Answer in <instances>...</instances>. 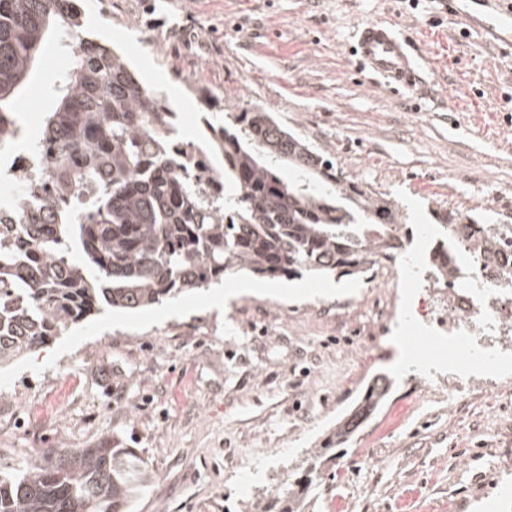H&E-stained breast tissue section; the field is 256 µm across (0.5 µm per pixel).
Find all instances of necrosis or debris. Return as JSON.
I'll return each mask as SVG.
<instances>
[{
  "instance_id": "1",
  "label": "necrosis or debris",
  "mask_w": 512,
  "mask_h": 512,
  "mask_svg": "<svg viewBox=\"0 0 512 512\" xmlns=\"http://www.w3.org/2000/svg\"><path fill=\"white\" fill-rule=\"evenodd\" d=\"M5 154L10 164L0 184L5 189L0 197L12 204L19 197L21 175L36 166L50 169L53 160L13 146L6 148ZM477 234L474 224L448 227L449 241L467 251L466 270H452L447 278L422 287L416 268L407 260L394 265L387 277L388 284L394 286L419 287L416 304L400 309L401 320L436 324L440 334L454 343L459 364L448 370V398L452 401L477 389L512 392V245L499 261L491 262L470 250Z\"/></svg>"
}]
</instances>
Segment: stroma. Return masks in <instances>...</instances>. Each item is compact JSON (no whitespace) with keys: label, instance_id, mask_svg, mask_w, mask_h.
<instances>
[{"label":"stroma","instance_id":"1","mask_svg":"<svg viewBox=\"0 0 512 512\" xmlns=\"http://www.w3.org/2000/svg\"><path fill=\"white\" fill-rule=\"evenodd\" d=\"M86 34L122 53L163 92L179 138L197 140L224 109L257 104L332 158L344 176L398 202L406 255L428 267L423 238L446 241L434 211L512 224V67L440 0H83ZM409 32L427 59L424 98L387 93L359 71L357 25ZM70 58L46 39L15 114L36 142ZM362 275L270 281L215 310L210 290L134 314L104 311L0 368V458L41 448L134 449L157 477L136 512H256L269 486L292 485L377 375L382 405L319 471L302 512H512V412L477 394L449 404L416 366L452 363L433 328L387 317L409 288ZM496 465L478 482L465 462Z\"/></svg>","mask_w":512,"mask_h":512}]
</instances>
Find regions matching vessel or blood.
Listing matches in <instances>:
<instances>
[{"instance_id":"1","label":"vessel or blood","mask_w":512,"mask_h":512,"mask_svg":"<svg viewBox=\"0 0 512 512\" xmlns=\"http://www.w3.org/2000/svg\"><path fill=\"white\" fill-rule=\"evenodd\" d=\"M449 19L483 31L497 55L512 58V0H447ZM353 54L359 65L398 94L423 85V66L413 40L393 25L369 20L358 25Z\"/></svg>"}]
</instances>
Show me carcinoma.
Wrapping results in <instances>:
<instances>
[{
  "mask_svg": "<svg viewBox=\"0 0 512 512\" xmlns=\"http://www.w3.org/2000/svg\"><path fill=\"white\" fill-rule=\"evenodd\" d=\"M81 0H0V147L45 36L69 39L34 169L14 209H0V364L46 346L102 308L137 310L249 272L269 280L364 274L404 244L378 234L400 209L385 194L338 179L333 160L246 104L209 125L202 144L176 137L165 95L146 89L112 47L85 38ZM296 178L284 180L280 164ZM504 237L488 225L473 246L487 258ZM440 246L432 272L448 274ZM378 378L325 444L334 448L374 412ZM155 477L131 448H44L18 468L0 461V512H133ZM308 485L267 509L299 512Z\"/></svg>",
  "mask_w": 512,
  "mask_h": 512,
  "instance_id": "1",
  "label": "carcinoma"
}]
</instances>
